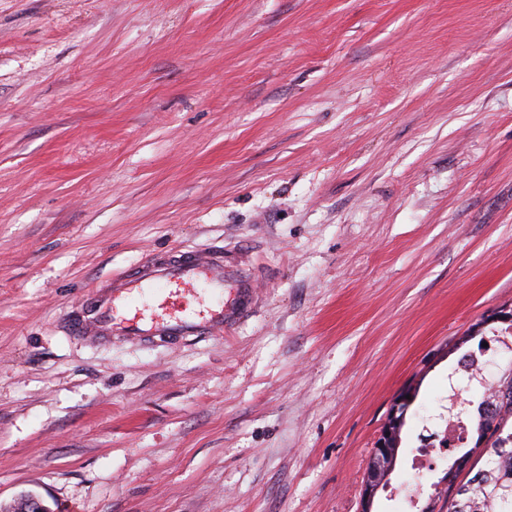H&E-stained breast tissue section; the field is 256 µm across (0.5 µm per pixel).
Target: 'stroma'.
Segmentation results:
<instances>
[{"label":"stroma","mask_w":512,"mask_h":512,"mask_svg":"<svg viewBox=\"0 0 512 512\" xmlns=\"http://www.w3.org/2000/svg\"><path fill=\"white\" fill-rule=\"evenodd\" d=\"M248 254L222 336L94 343L68 317L145 255ZM512 304V0H0V505L375 512L457 355ZM410 395L407 389L400 390L393 398L392 404L387 414L385 425L381 428L379 437L375 443L373 456L376 458L377 464L369 470L363 482L362 487V512H372L375 498L380 490L384 491L389 484V476L394 469L396 456L398 453L399 445L401 443V433L395 441L393 452L396 450L395 460L392 457L393 452L390 448H385V437L391 436L393 433L399 431L405 422L407 407L404 408L402 415L399 412L403 410V404L410 405L411 400L406 399Z\"/></svg>","instance_id":"35a3bbf8"}]
</instances>
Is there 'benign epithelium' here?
I'll list each match as a JSON object with an SVG mask.
<instances>
[{"mask_svg":"<svg viewBox=\"0 0 512 512\" xmlns=\"http://www.w3.org/2000/svg\"><path fill=\"white\" fill-rule=\"evenodd\" d=\"M511 322L512 306L510 305L506 308L495 309L487 314L482 319L478 329L482 330L493 323L509 324ZM407 395H409V391L404 389L399 391L393 398L385 425L381 428L375 443L373 456L376 458L377 464L365 475L361 495V512H372L378 492L385 490L389 484V476L394 469L395 460L391 449L385 447V437L393 435V433L403 427L405 415L401 414V406L411 404V400L407 399ZM461 473L470 474V459L469 454L466 452L454 460L453 464L448 468L443 482L455 489L459 486L457 478Z\"/></svg>","mask_w":512,"mask_h":512,"instance_id":"1","label":"benign epithelium"}]
</instances>
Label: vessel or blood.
<instances>
[{
	"mask_svg": "<svg viewBox=\"0 0 512 512\" xmlns=\"http://www.w3.org/2000/svg\"><path fill=\"white\" fill-rule=\"evenodd\" d=\"M197 287L213 295L212 306L150 319L129 312L144 296ZM257 300L256 281L245 259H227L219 247L180 249L150 255L133 273L102 282L83 301L71 326L78 335L103 342L220 336L247 320Z\"/></svg>",
	"mask_w": 512,
	"mask_h": 512,
	"instance_id": "obj_1",
	"label": "vessel or blood"
}]
</instances>
